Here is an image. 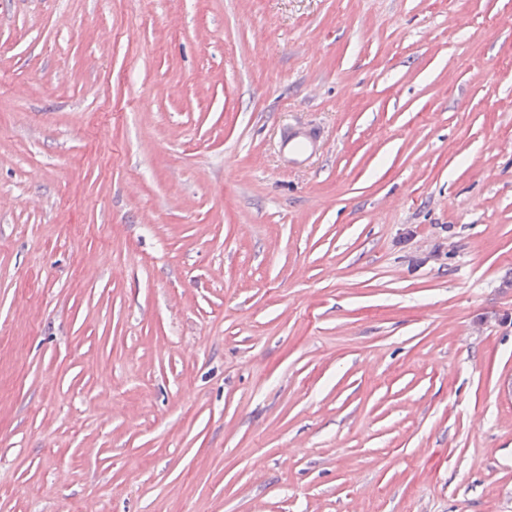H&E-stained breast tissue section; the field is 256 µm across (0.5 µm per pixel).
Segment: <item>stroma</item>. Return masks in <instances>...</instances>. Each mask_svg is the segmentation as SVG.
<instances>
[{
	"instance_id": "1",
	"label": "stroma",
	"mask_w": 512,
	"mask_h": 512,
	"mask_svg": "<svg viewBox=\"0 0 512 512\" xmlns=\"http://www.w3.org/2000/svg\"><path fill=\"white\" fill-rule=\"evenodd\" d=\"M0 512H512V0H0ZM318 142L319 135L316 131L297 128L288 132V135L282 141V147L285 152H288L293 162L301 163L317 150Z\"/></svg>"
}]
</instances>
